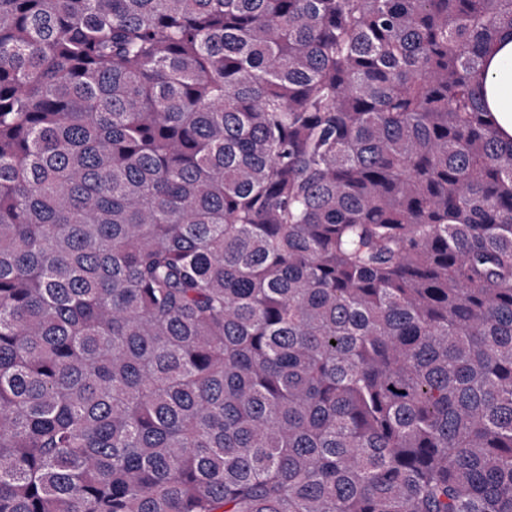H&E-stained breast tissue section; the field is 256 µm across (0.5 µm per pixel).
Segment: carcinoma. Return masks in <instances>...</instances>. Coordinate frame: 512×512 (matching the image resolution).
<instances>
[{
	"label": "carcinoma",
	"instance_id": "cac0c4a2",
	"mask_svg": "<svg viewBox=\"0 0 512 512\" xmlns=\"http://www.w3.org/2000/svg\"><path fill=\"white\" fill-rule=\"evenodd\" d=\"M512 0H0V512H512ZM484 100L503 138L512 137V32L487 49L482 72ZM510 101V105L508 102Z\"/></svg>",
	"mask_w": 512,
	"mask_h": 512
}]
</instances>
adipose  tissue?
Masks as SVG:
<instances>
[{
  "label": "adipose tissue",
  "instance_id": "1",
  "mask_svg": "<svg viewBox=\"0 0 512 512\" xmlns=\"http://www.w3.org/2000/svg\"><path fill=\"white\" fill-rule=\"evenodd\" d=\"M484 100L501 137H512V32L488 48L482 72Z\"/></svg>",
  "mask_w": 512,
  "mask_h": 512
}]
</instances>
